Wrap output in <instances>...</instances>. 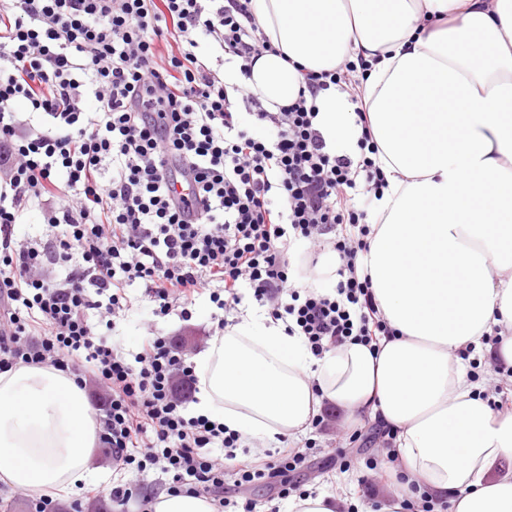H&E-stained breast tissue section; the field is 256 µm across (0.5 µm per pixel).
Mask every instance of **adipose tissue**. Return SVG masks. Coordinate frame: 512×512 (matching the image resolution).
Returning a JSON list of instances; mask_svg holds the SVG:
<instances>
[{
    "label": "adipose tissue",
    "instance_id": "1",
    "mask_svg": "<svg viewBox=\"0 0 512 512\" xmlns=\"http://www.w3.org/2000/svg\"><path fill=\"white\" fill-rule=\"evenodd\" d=\"M272 45L247 74L269 111L303 72L368 63L363 101L387 186L358 275L390 336L313 357L256 309L196 360L195 414L247 438L303 435L323 403L346 422L395 430L407 482L450 512H512V412L493 408L458 353L499 338L512 366V0H251ZM318 126L351 148L348 92L319 93ZM96 413L74 376L30 365L0 373V482L30 494L101 483Z\"/></svg>",
    "mask_w": 512,
    "mask_h": 512
}]
</instances>
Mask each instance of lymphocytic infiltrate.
<instances>
[{
	"mask_svg": "<svg viewBox=\"0 0 512 512\" xmlns=\"http://www.w3.org/2000/svg\"><path fill=\"white\" fill-rule=\"evenodd\" d=\"M250 4L0 0V371L22 362L97 384L99 443L113 460L161 466L215 512L233 499L212 451L238 448L241 435L185 416L198 378L179 346L148 337L127 362L88 313H118L137 282L163 313L171 301L208 295L223 312L221 330L253 295L317 358L389 333L357 274L367 208L386 186L366 111L355 109L364 127L355 153L339 154L312 102L357 67L305 73L304 96L267 111L220 70L271 49ZM19 101L42 115L44 131L22 130ZM186 176L190 196L174 195ZM31 207L44 209L51 232L25 243L15 226ZM61 225L67 234L55 236ZM325 235L339 260L336 284L299 292L294 283L316 266L313 243ZM311 466L306 449L286 443L235 461L234 485L272 479L285 500L301 493L293 473Z\"/></svg>",
	"mask_w": 512,
	"mask_h": 512,
	"instance_id": "f902f5d3",
	"label": "lymphocytic infiltrate"
}]
</instances>
